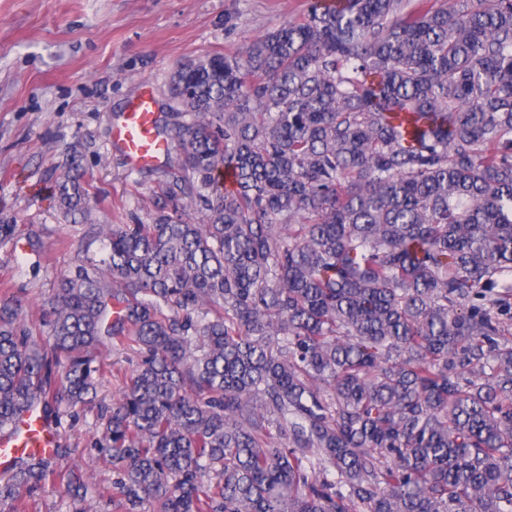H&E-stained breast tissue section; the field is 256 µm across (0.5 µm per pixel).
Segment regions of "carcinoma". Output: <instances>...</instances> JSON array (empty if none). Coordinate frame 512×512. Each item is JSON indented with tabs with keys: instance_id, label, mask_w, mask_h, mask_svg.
Segmentation results:
<instances>
[{
	"instance_id": "1",
	"label": "carcinoma",
	"mask_w": 512,
	"mask_h": 512,
	"mask_svg": "<svg viewBox=\"0 0 512 512\" xmlns=\"http://www.w3.org/2000/svg\"><path fill=\"white\" fill-rule=\"evenodd\" d=\"M170 82L155 222L105 225L42 340L0 297V432L93 401L112 342L139 361L92 449L129 512H512V0H312ZM65 456L0 501L103 497Z\"/></svg>"
}]
</instances>
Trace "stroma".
<instances>
[{"label":"stroma","mask_w":512,"mask_h":512,"mask_svg":"<svg viewBox=\"0 0 512 512\" xmlns=\"http://www.w3.org/2000/svg\"><path fill=\"white\" fill-rule=\"evenodd\" d=\"M309 0H0V294L23 301L20 317L43 334L46 300L76 264L101 257L98 225L153 223L159 185L178 172V156L132 169L112 144V123L150 87L158 111L174 105L177 64L234 53L286 22ZM76 168L91 212L71 220L56 203L58 177ZM41 240L40 252L26 244ZM98 396L112 401L136 364L123 347H100ZM66 463L106 488L87 512H125L111 493L115 475L92 444L101 427L95 405L61 415Z\"/></svg>","instance_id":"stroma-1"}]
</instances>
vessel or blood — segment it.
<instances>
[{"label": "vessel or blood", "instance_id": "b4317fda", "mask_svg": "<svg viewBox=\"0 0 512 512\" xmlns=\"http://www.w3.org/2000/svg\"><path fill=\"white\" fill-rule=\"evenodd\" d=\"M156 102L150 89L131 101L121 119L112 130V140L136 169L153 165L171 147L155 129ZM55 435L33 410L27 411L17 421L14 431L0 433V464L6 463L22 448L49 449Z\"/></svg>", "mask_w": 512, "mask_h": 512}]
</instances>
